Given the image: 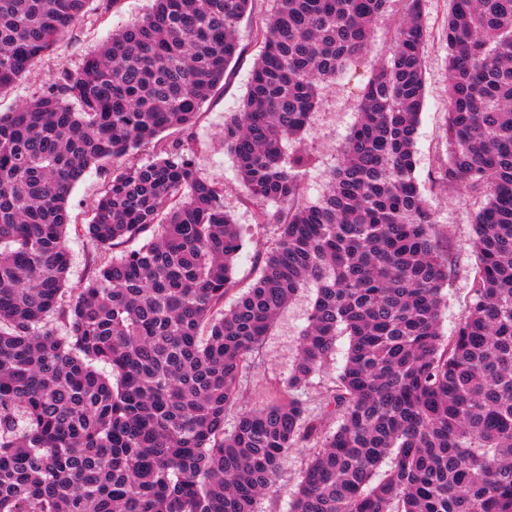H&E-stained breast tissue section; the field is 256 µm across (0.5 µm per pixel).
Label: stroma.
Masks as SVG:
<instances>
[{
  "instance_id": "1",
  "label": "stroma",
  "mask_w": 512,
  "mask_h": 512,
  "mask_svg": "<svg viewBox=\"0 0 512 512\" xmlns=\"http://www.w3.org/2000/svg\"><path fill=\"white\" fill-rule=\"evenodd\" d=\"M149 5L150 0H117L115 5L105 8L99 6L97 0H92L85 17L76 23L73 30L38 59L11 90L0 94V110H8L30 99L46 87L58 71L78 70L89 54L110 41L114 33L141 17ZM448 7V0H423L424 20L430 36L424 47L425 106L415 144V177L435 216L434 235L441 249L449 251L455 259L449 272L441 317V331L447 336L452 335L471 299L470 268L474 251L472 201L466 188L459 185L443 192L434 185L437 163L445 158L448 151L443 134L444 114L448 108V47L443 27ZM402 9L401 0H392L378 25L369 52L358 57L337 78L311 119L305 138L314 149L318 162L305 178L310 199H317L322 194L325 175L338 162V148L358 119L359 91L370 79L378 62L388 56L394 26ZM240 38L242 54L230 64L222 87L203 103L192 128L185 132L170 130L161 136L162 142L178 141L191 148L202 175L223 183L224 201L236 223L244 229L245 244L236 259L237 284L224 300L228 306L234 303L239 292L252 285L258 261L277 233L275 225L255 224L253 206L245 199L235 163L225 152L222 141L224 119L238 110L248 88L253 64L262 50L253 19L243 20ZM109 175V168L90 166L69 195L68 208L78 223L66 238L71 255L66 289L71 296L83 287L94 268L95 252L83 226L88 221V205L103 190ZM315 297L314 286L302 288L281 312L265 339L255 368L243 380L244 396L239 408H251L268 401L271 384L287 376ZM348 346L347 337H337L335 351L326 366L311 377L303 394L310 412H317L333 389L345 363ZM304 464V453L290 454L278 481L276 497L260 498L255 505L256 512H288Z\"/></svg>"
}]
</instances>
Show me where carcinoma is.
<instances>
[{"label":"carcinoma","instance_id":"carcinoma-1","mask_svg":"<svg viewBox=\"0 0 512 512\" xmlns=\"http://www.w3.org/2000/svg\"><path fill=\"white\" fill-rule=\"evenodd\" d=\"M90 2L0 0V94ZM254 2L153 0L79 70L0 112V512H254L297 450L289 512H512V0H450L435 184L468 188L475 241L471 301L449 337L453 259L415 177L422 0H405L315 201L303 132L390 0H273L259 21L224 150L255 223L277 236L224 309L244 241L223 185L177 143L146 162L136 150L194 124ZM114 161L86 224L99 259L67 305V200L90 166ZM307 283L317 296L288 376L225 431ZM341 334L346 363L311 414L299 392Z\"/></svg>","mask_w":512,"mask_h":512}]
</instances>
